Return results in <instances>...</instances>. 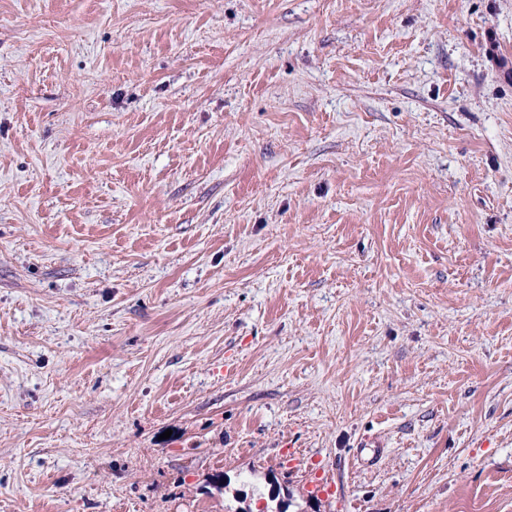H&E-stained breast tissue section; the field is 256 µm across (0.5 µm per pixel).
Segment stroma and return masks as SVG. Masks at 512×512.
I'll use <instances>...</instances> for the list:
<instances>
[{
	"label": "stroma",
	"mask_w": 512,
	"mask_h": 512,
	"mask_svg": "<svg viewBox=\"0 0 512 512\" xmlns=\"http://www.w3.org/2000/svg\"><path fill=\"white\" fill-rule=\"evenodd\" d=\"M260 506L512 512V0H0V512Z\"/></svg>",
	"instance_id": "stroma-1"
}]
</instances>
